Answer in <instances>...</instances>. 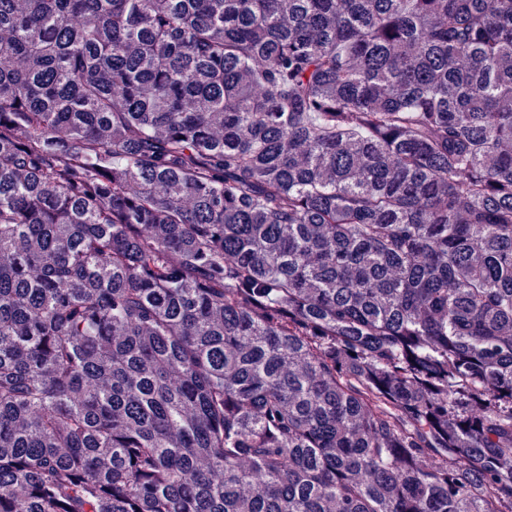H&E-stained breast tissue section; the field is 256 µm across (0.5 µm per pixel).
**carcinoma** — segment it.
<instances>
[{
	"mask_svg": "<svg viewBox=\"0 0 512 512\" xmlns=\"http://www.w3.org/2000/svg\"><path fill=\"white\" fill-rule=\"evenodd\" d=\"M0 512H512V0H0Z\"/></svg>",
	"mask_w": 512,
	"mask_h": 512,
	"instance_id": "cac0c4a2",
	"label": "carcinoma"
}]
</instances>
